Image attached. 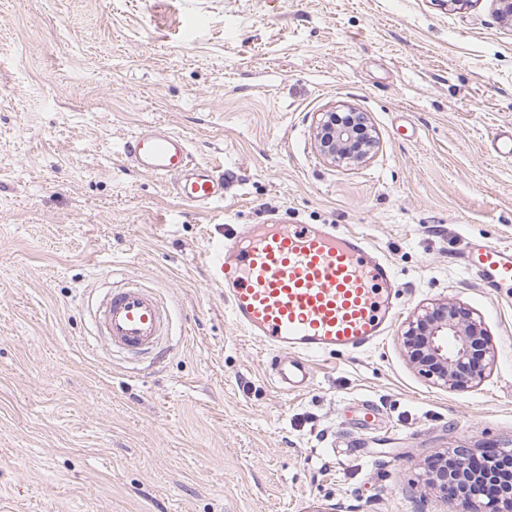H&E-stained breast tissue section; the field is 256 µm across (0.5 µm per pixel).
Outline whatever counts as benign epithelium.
Wrapping results in <instances>:
<instances>
[{"label":"benign epithelium","instance_id":"1","mask_svg":"<svg viewBox=\"0 0 512 512\" xmlns=\"http://www.w3.org/2000/svg\"><path fill=\"white\" fill-rule=\"evenodd\" d=\"M313 137L319 155L334 165L363 164L377 148L366 113L351 106L318 113ZM402 338L412 366L434 384L452 391L479 384L495 358L482 320L450 300L413 312L405 321ZM489 451L483 469L455 475L464 484L466 496L454 502L452 512H512V496L504 502L486 491L489 478L499 473L498 458L512 457V448L491 447Z\"/></svg>","mask_w":512,"mask_h":512}]
</instances>
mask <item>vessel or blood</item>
Here are the masks:
<instances>
[{"instance_id": "obj_1", "label": "vessel or blood", "mask_w": 512, "mask_h": 512, "mask_svg": "<svg viewBox=\"0 0 512 512\" xmlns=\"http://www.w3.org/2000/svg\"><path fill=\"white\" fill-rule=\"evenodd\" d=\"M123 153L143 172L175 178L184 203L224 199L221 174L194 161L186 140L164 127L137 132ZM206 260L231 322L271 353L286 392L308 386L313 358L363 349L399 316L391 297L400 285L388 263L364 234L333 224H255L243 231L228 225ZM465 263L487 288H512V247L484 245ZM95 324L112 348L155 353L168 315L153 292L126 283L103 296Z\"/></svg>"}]
</instances>
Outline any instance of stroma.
<instances>
[{"instance_id":"obj_1","label":"stroma","mask_w":512,"mask_h":512,"mask_svg":"<svg viewBox=\"0 0 512 512\" xmlns=\"http://www.w3.org/2000/svg\"><path fill=\"white\" fill-rule=\"evenodd\" d=\"M366 112L368 163L317 153V112ZM148 124L224 177L180 201L122 158ZM512 26L492 0H0V512H448L457 448L512 444V298L464 268L512 246ZM340 224L394 267L402 317L448 299L495 348L484 381L417 373L400 330L283 393L206 255L225 225ZM169 312L159 362L91 308L123 279Z\"/></svg>"}]
</instances>
